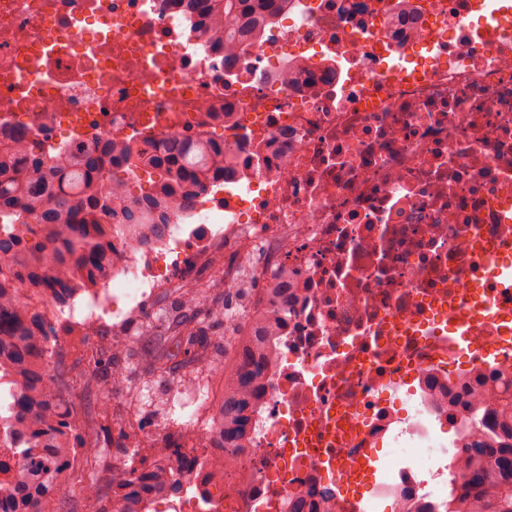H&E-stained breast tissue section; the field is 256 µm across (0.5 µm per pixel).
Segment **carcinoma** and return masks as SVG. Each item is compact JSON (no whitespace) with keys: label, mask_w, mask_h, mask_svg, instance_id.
Masks as SVG:
<instances>
[{"label":"carcinoma","mask_w":512,"mask_h":512,"mask_svg":"<svg viewBox=\"0 0 512 512\" xmlns=\"http://www.w3.org/2000/svg\"><path fill=\"white\" fill-rule=\"evenodd\" d=\"M288 0H185V7L210 18L228 43L256 41ZM140 170L160 173L154 195L125 203L113 189L120 178ZM224 179V148L208 139H173L161 149L146 145L116 152L112 142L92 147L72 144L35 148L23 135L0 148V386L11 401L0 411V512H62L60 487L70 483L78 427L66 395L53 389L46 363L55 333L36 300L65 304L75 289L107 279L112 270V238L147 230L166 231L161 209L170 196L192 204L196 192ZM121 210L122 223H112ZM200 301L173 296L172 314L148 324L136 345L117 350L110 342L94 358L84 383L97 390L112 382L119 357L136 356L142 373L167 379L188 368L213 364L221 344L209 334L220 323L224 296L198 289ZM263 337L247 334L231 342L223 362V389L208 427L215 439L163 446L149 465L125 468L108 496L94 478L81 487L102 507L96 512H138L153 494L179 493L195 473L218 486L224 472L205 469L213 448L247 447L251 385L265 370ZM448 424L478 429L462 448L463 473L451 476L442 512H512V393L482 409L457 399L448 405ZM90 465L112 472L96 440L85 443Z\"/></svg>","instance_id":"1"}]
</instances>
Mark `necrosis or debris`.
I'll return each mask as SVG.
<instances>
[{
	"label": "necrosis or debris",
	"instance_id": "1",
	"mask_svg": "<svg viewBox=\"0 0 512 512\" xmlns=\"http://www.w3.org/2000/svg\"><path fill=\"white\" fill-rule=\"evenodd\" d=\"M203 24L181 0H0V134H205L231 160L164 236L113 239L128 303L90 295L74 326L208 280L231 336L242 269L253 304L282 289L249 455L148 512H351L367 475L391 512H436L470 440L438 434L449 379L512 378V0H288L232 71Z\"/></svg>",
	"mask_w": 512,
	"mask_h": 512
}]
</instances>
